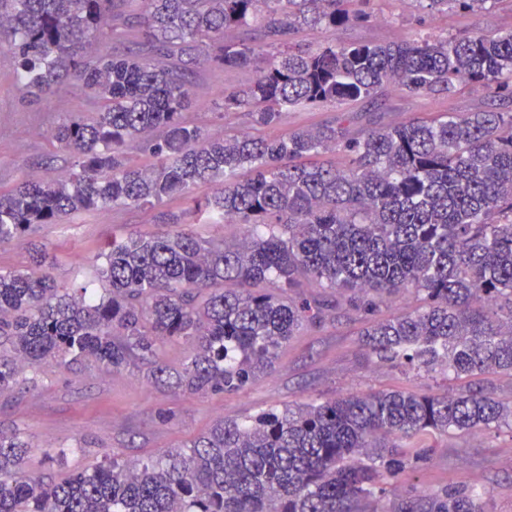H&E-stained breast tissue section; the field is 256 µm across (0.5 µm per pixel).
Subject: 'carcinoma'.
Listing matches in <instances>:
<instances>
[{
    "mask_svg": "<svg viewBox=\"0 0 512 512\" xmlns=\"http://www.w3.org/2000/svg\"><path fill=\"white\" fill-rule=\"evenodd\" d=\"M370 0H0V36L31 96L72 86L100 103L51 131L77 159L54 180L0 190V243L37 224L109 208H153L199 184L211 224L236 243L179 230L137 235L99 256L102 291L0 271V392L27 370L87 358L114 372L146 364L189 393L241 390L348 290L378 360L459 378L512 374V113L418 116L357 132L210 137L188 125L196 68L257 67L226 90V112L270 125L284 108L370 99L389 86L420 97L467 83L512 98V29L400 42L300 44L376 18ZM472 13L501 0H453ZM136 23L139 50L123 48ZM155 159L125 162L132 146ZM419 304L380 318L386 296ZM191 347L180 370L164 343ZM512 425V407L478 385L454 396L383 391L224 418L179 452L131 464L112 453L55 481L24 468L31 444L0 433V512H365L430 460L429 435ZM394 512H483L466 484L409 495Z\"/></svg>",
    "mask_w": 512,
    "mask_h": 512,
    "instance_id": "cac0c4a2",
    "label": "carcinoma"
}]
</instances>
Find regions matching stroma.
<instances>
[{
  "label": "stroma",
  "mask_w": 512,
  "mask_h": 512,
  "mask_svg": "<svg viewBox=\"0 0 512 512\" xmlns=\"http://www.w3.org/2000/svg\"><path fill=\"white\" fill-rule=\"evenodd\" d=\"M377 19L352 23L316 34L300 33L299 41L323 44L344 41H401L415 32L445 35L480 26L488 31L512 28V0H499L483 13L456 6L432 12L417 0H371ZM251 68L203 67L193 80L194 103L184 113L187 123L210 136L249 132L274 135L316 129L354 116L358 126L378 127L407 122L421 112H472L492 108L512 112V102L491 99L477 85L451 95L412 97L397 87L381 96L336 106L288 108L271 126L256 124L244 112H224L217 104L222 90L248 85ZM96 100L70 89L36 103L22 99L13 61L0 49V188L7 190L35 173L57 177L72 162L48 140L51 129L69 116H90ZM192 199L171 197L156 209H116L72 215L56 224H39L23 239L0 244V270L33 269L34 247H42L52 275L66 288L97 286L93 259L139 233L164 234L182 227L217 240H240L237 224H202L192 212ZM337 307L317 328L302 329L283 346L272 367L240 391L193 394L148 379L140 367L112 373L83 360L66 367L31 371L21 389L0 394V431L21 434L33 444L25 459L28 471L60 478L70 471L102 462L117 453L139 462L166 451L183 449L224 417L246 419L273 408L294 407L350 393L402 390L452 394L464 383L435 369L411 370L380 362L366 353L360 336L365 323L349 310L346 292L333 294ZM430 461L409 470L396 489L369 502L367 512H390L409 490L442 492L458 483L485 489L484 512H512V427H474L428 438Z\"/></svg>",
  "instance_id": "obj_1"
}]
</instances>
